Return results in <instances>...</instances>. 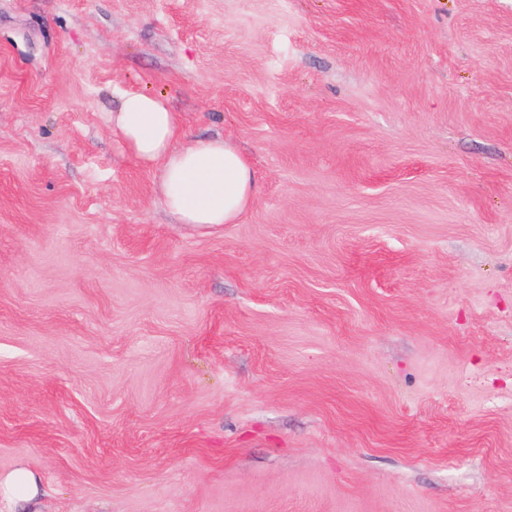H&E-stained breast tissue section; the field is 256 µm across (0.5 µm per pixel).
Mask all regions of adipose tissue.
Instances as JSON below:
<instances>
[{
	"instance_id": "1",
	"label": "adipose tissue",
	"mask_w": 512,
	"mask_h": 512,
	"mask_svg": "<svg viewBox=\"0 0 512 512\" xmlns=\"http://www.w3.org/2000/svg\"><path fill=\"white\" fill-rule=\"evenodd\" d=\"M112 127L140 164L159 169L158 197L176 223H237L259 190L255 170L232 141L186 139L162 97L122 93Z\"/></svg>"
}]
</instances>
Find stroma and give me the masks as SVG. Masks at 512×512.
Returning a JSON list of instances; mask_svg holds the SVG:
<instances>
[{
  "instance_id": "35a3bbf8",
  "label": "stroma",
  "mask_w": 512,
  "mask_h": 512,
  "mask_svg": "<svg viewBox=\"0 0 512 512\" xmlns=\"http://www.w3.org/2000/svg\"><path fill=\"white\" fill-rule=\"evenodd\" d=\"M125 91L260 192L175 223ZM34 512H512V0H0V478ZM37 494V478L29 469H18L6 476L3 481L0 479V498L12 503L15 508L27 507Z\"/></svg>"
}]
</instances>
